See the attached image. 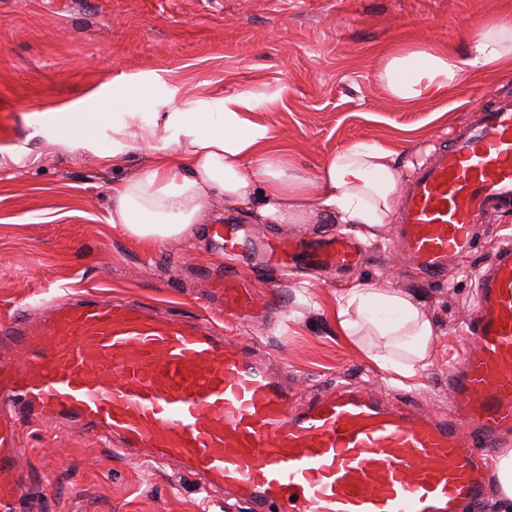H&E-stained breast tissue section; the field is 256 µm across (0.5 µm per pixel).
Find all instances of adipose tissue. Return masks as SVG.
Masks as SVG:
<instances>
[{
	"label": "adipose tissue",
	"instance_id": "adipose-tissue-1",
	"mask_svg": "<svg viewBox=\"0 0 512 512\" xmlns=\"http://www.w3.org/2000/svg\"><path fill=\"white\" fill-rule=\"evenodd\" d=\"M469 64L492 72L512 67V17L481 25ZM460 69L453 55L415 50L392 55L378 79L395 99L409 101L447 90ZM260 106L249 92L225 96L217 112L203 111L198 103L179 104L165 114L170 136L157 145L150 142L138 109L113 125L111 148H102L79 123L69 127L65 142L119 171L110 192L111 222L147 243L186 236L215 195L257 220L277 224L296 223L316 208L369 235L391 223L400 182L392 151L352 144L317 171L318 192L310 194L309 182L292 174L287 152L276 147L272 129L256 119ZM141 149L148 155L145 166L123 175L127 155ZM336 317L344 335L384 339V349L372 355L380 367L400 377L425 368L434 329L415 297L353 287L340 298Z\"/></svg>",
	"mask_w": 512,
	"mask_h": 512
}]
</instances>
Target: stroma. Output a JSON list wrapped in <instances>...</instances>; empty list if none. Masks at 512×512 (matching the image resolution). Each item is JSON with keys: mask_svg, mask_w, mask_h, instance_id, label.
<instances>
[{"mask_svg": "<svg viewBox=\"0 0 512 512\" xmlns=\"http://www.w3.org/2000/svg\"><path fill=\"white\" fill-rule=\"evenodd\" d=\"M500 16L512 17V0H0V99L38 105L21 118V140L0 148V313L38 312L55 289L127 298L239 334L292 384L295 406L341 382L390 404L409 399L448 414V376L467 345L473 282L492 238H479L450 263L446 282L429 286L403 268L395 227L384 225L363 240L357 267L254 278L261 296L275 284L282 306L276 321L241 329L197 288L199 274H220L228 263L209 232L215 218L259 236H319L335 221L313 210L297 224H262L217 196L188 236L146 245L110 222L111 168L45 131L111 107L126 88L156 84L145 127L157 143L173 104L213 106L247 91L262 99L258 121L287 147L310 193L329 156L360 141L395 151L406 178L453 127L495 96L512 95V72L491 76L466 64L481 23ZM417 48L449 51L464 65L445 93L403 103L377 73L392 54ZM352 285L419 298L435 328L422 371L396 378L369 356L376 337L341 333L337 301ZM18 434L32 512H253L231 492L205 500L202 479L184 474L176 459L159 470L77 428L26 417Z\"/></svg>", "mask_w": 512, "mask_h": 512, "instance_id": "stroma-1", "label": "stroma"}]
</instances>
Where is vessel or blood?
<instances>
[{
    "label": "vessel or blood",
    "instance_id": "obj_1",
    "mask_svg": "<svg viewBox=\"0 0 512 512\" xmlns=\"http://www.w3.org/2000/svg\"><path fill=\"white\" fill-rule=\"evenodd\" d=\"M512 207V96L452 130L400 192L396 249L427 283L472 250L493 209ZM233 266L197 282L239 324L266 321L237 272L256 247L265 268L317 271L358 264L344 233L256 237L215 224ZM466 321L470 341L451 377V412L388 405L339 385L301 410L265 356L204 323L173 320L133 302L81 294L43 306L38 318L0 319V512H30L17 461L21 416L68 423L118 442L157 468L179 458L189 475L232 489L260 512H480L491 449L512 435V241L478 274Z\"/></svg>",
    "mask_w": 512,
    "mask_h": 512
}]
</instances>
